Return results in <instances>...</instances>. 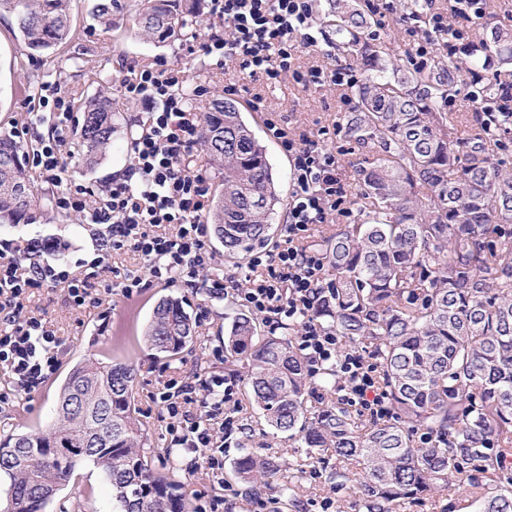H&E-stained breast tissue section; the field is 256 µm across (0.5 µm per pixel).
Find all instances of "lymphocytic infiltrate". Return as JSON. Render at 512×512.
<instances>
[{
	"label": "lymphocytic infiltrate",
	"instance_id": "f902f5d3",
	"mask_svg": "<svg viewBox=\"0 0 512 512\" xmlns=\"http://www.w3.org/2000/svg\"><path fill=\"white\" fill-rule=\"evenodd\" d=\"M422 2L421 22L401 30L406 61L418 68L427 65L436 37H445L449 50H456L486 16V0ZM210 11L222 17V25L210 27L204 41L188 45L187 51L214 58L221 69L271 85L291 81L305 88H350L361 80L349 62L306 69L298 65L300 52L318 44L314 0H210ZM186 82L185 68L162 63L120 80L123 99L145 106L146 117L130 142L125 175L97 188L64 176L59 146L70 130V101L40 96L41 107L56 117V135L52 144L33 151L31 164L43 182L56 187L57 211L102 226L101 244L107 253H137L153 279L199 281L212 298L230 289L255 315L296 322L298 347L309 362L336 364L347 384L346 400L385 418L388 408L374 365L358 349H342L341 338L323 331L309 316L323 293L325 259L300 242L312 225L327 223L330 212H350L335 150L266 119L270 137L292 160L284 240L272 251L251 255L248 275L219 274L206 241L211 177L195 160L202 127L190 101L209 88L197 85L189 96L183 90ZM473 110L484 133L498 137L512 132V82L499 83L496 95L474 103ZM61 248L55 240H34L21 257L0 249V369L10 377L0 387V411L13 407L18 395L37 389L61 365L60 338L42 320L24 315L23 298L32 290L59 286L74 307L90 310L101 302L100 285L110 270L104 256L85 263L80 273L64 260L41 262L43 253ZM237 385L233 377L193 371L153 396L170 418L171 447L200 450L215 477L224 468V438L234 423L224 406Z\"/></svg>",
	"mask_w": 512,
	"mask_h": 512
}]
</instances>
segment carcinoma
I'll use <instances>...</instances> for the list:
<instances>
[{
	"label": "carcinoma",
	"mask_w": 512,
	"mask_h": 512,
	"mask_svg": "<svg viewBox=\"0 0 512 512\" xmlns=\"http://www.w3.org/2000/svg\"><path fill=\"white\" fill-rule=\"evenodd\" d=\"M328 6L336 45L365 70L352 88L356 108L345 117L346 136L363 155L354 204L365 219L310 241L329 267L313 316L376 360L392 419L366 425L333 403L309 410L306 396L337 393L343 380L333 363L307 369L293 324L261 336L255 318L240 312L224 350L248 361L246 397L265 422L335 454L340 467L329 479L356 483L365 512H391L395 503L453 486L469 491L480 512H512V170L491 164L498 140L479 131L463 143L454 137L443 112L460 81L454 56L436 53L423 69L404 67L386 42L369 38L360 0ZM119 7L121 0H91L89 14L109 28ZM201 7L202 0H138L139 34L159 46L188 39ZM70 10L71 0H0V18L12 21L31 59L78 39ZM464 54L473 76L491 66L512 76V27L489 24ZM201 122L200 147L224 170L206 221L224 256L240 259L273 233L281 199L272 167L236 101L217 96ZM114 131L108 97L81 104L86 166L112 150ZM42 209L22 147L0 133V224H33ZM193 338L181 302L160 300L145 333L151 349L172 357ZM56 416L61 423L0 441L6 512H43L83 466L99 469L111 485L112 512H190L142 448L130 366L76 363ZM288 470L303 472L247 450L235 462L250 494L276 480L288 498Z\"/></svg>",
	"instance_id": "cac0c4a2"
}]
</instances>
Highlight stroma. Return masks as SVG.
Here are the masks:
<instances>
[{
	"mask_svg": "<svg viewBox=\"0 0 512 512\" xmlns=\"http://www.w3.org/2000/svg\"><path fill=\"white\" fill-rule=\"evenodd\" d=\"M88 5V0L71 3L73 27L81 43L90 49L85 61L73 58L67 48L42 60H24L21 42L12 26L0 20V132L19 133L25 151L38 149L52 134L55 119L39 105L43 86L57 90L59 96L75 105L94 95H107L113 99V150L91 168L84 165L73 145H65L61 155L69 176L83 183L100 185L123 174L128 163V144L145 116V109L117 97L115 84L129 64L165 61L186 66L194 85L206 82L220 88L228 80L237 83L240 93L236 100L245 121L266 150L281 199H288L292 190L291 161L267 133L265 117L269 114L290 130L306 132L335 147L340 159V178L346 186H354L362 156L344 132L348 108L343 103V89L314 86L304 89L291 83L269 88L234 72H223L213 59L203 54L188 55L185 42L164 46L147 42L138 36L134 17L129 12H122L112 29H101L89 18ZM256 93L264 97L266 112L249 108L248 100ZM1 238L14 241L19 247L33 239H58L66 245L65 256L73 264L96 257L100 244L94 227L79 224L52 209L33 224L0 226ZM165 297L179 299L195 327L193 341L172 358L155 355L145 342L147 322L157 302ZM241 310V304L232 295L213 299L204 288L190 287L180 281L170 286L150 282L129 298L106 290L99 308L90 311L69 304L63 288L41 289L25 301L23 312L47 320L61 338L62 365L40 389L20 395L14 408L0 413V440L17 431L45 429L54 420L60 386L78 360L90 357L106 363H126L134 368L135 406L144 423L143 446L153 466L160 471L176 467L182 491L190 502L207 505L215 493L211 473L189 449H179L176 458H169V418L147 395L158 392L166 381L189 370L203 369L212 374L231 372L236 378H244L248 371L245 361L238 360L229 366L222 358L225 332L232 316ZM234 398L242 410L236 415L235 431L224 443L225 484L237 486L234 463L245 448L304 465L305 472L289 501H282L272 487L254 496L242 492L231 498L227 512H363L357 490H339L329 482L334 461L319 463L310 459L304 444L288 439L260 420L258 410L244 391H236ZM45 512H112V489L99 469L91 466L77 469L70 483L47 504Z\"/></svg>",
	"mask_w": 512,
	"mask_h": 512,
	"instance_id": "1",
	"label": "stroma"
}]
</instances>
